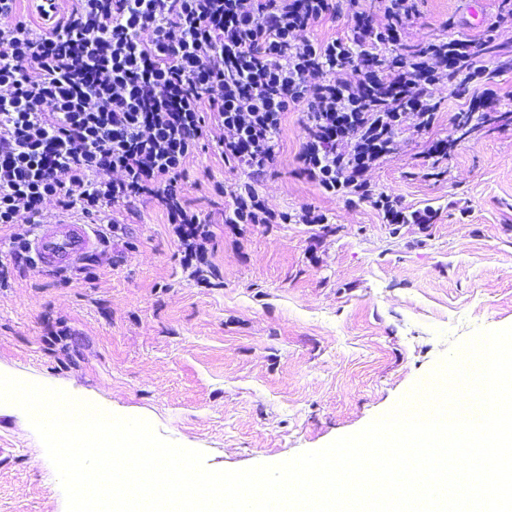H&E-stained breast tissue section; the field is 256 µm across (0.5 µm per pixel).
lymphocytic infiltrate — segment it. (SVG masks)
I'll list each match as a JSON object with an SVG mask.
<instances>
[{"instance_id":"lymphocytic-infiltrate-1","label":"lymphocytic infiltrate","mask_w":512,"mask_h":512,"mask_svg":"<svg viewBox=\"0 0 512 512\" xmlns=\"http://www.w3.org/2000/svg\"><path fill=\"white\" fill-rule=\"evenodd\" d=\"M0 0V227L45 221L44 206L114 231L115 211L157 201L184 268L207 261L212 219L177 187L210 150L242 177L214 182L230 198L223 223L285 224L257 184L276 155L282 116L306 106L300 160L326 193L404 213L362 173L392 151L414 95L417 131L435 120L429 89L448 67V42L370 70L374 36L400 41V21L355 23L345 39L297 40L336 0H71L56 26L32 25ZM357 73L344 81L342 71Z\"/></svg>"}]
</instances>
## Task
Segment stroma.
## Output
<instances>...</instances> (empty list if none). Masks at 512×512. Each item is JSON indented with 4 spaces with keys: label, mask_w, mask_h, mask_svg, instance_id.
Listing matches in <instances>:
<instances>
[{
    "label": "stroma",
    "mask_w": 512,
    "mask_h": 512,
    "mask_svg": "<svg viewBox=\"0 0 512 512\" xmlns=\"http://www.w3.org/2000/svg\"><path fill=\"white\" fill-rule=\"evenodd\" d=\"M416 0L409 45H481L501 0ZM433 127L406 126L362 178L429 224H391L370 203L325 193L302 172L304 109L282 118L257 190L267 207L324 224L220 221L216 180L239 170L213 152L190 159L185 200L211 214V286L181 264L165 212L115 218L122 234L59 273L10 267L0 286V374L52 384L205 454L214 470L284 462L389 412L476 331L512 327V123L481 128L447 156L472 93L447 80ZM0 512H66L64 492L26 414L0 404Z\"/></svg>",
    "instance_id": "35a3bbf8"
}]
</instances>
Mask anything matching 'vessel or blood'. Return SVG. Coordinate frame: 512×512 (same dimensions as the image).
Segmentation results:
<instances>
[{"mask_svg":"<svg viewBox=\"0 0 512 512\" xmlns=\"http://www.w3.org/2000/svg\"><path fill=\"white\" fill-rule=\"evenodd\" d=\"M96 242L97 239L90 233L88 225L58 221L38 225L29 247L40 268L64 269L90 252Z\"/></svg>","mask_w":512,"mask_h":512,"instance_id":"b4317fda","label":"vessel or blood"}]
</instances>
